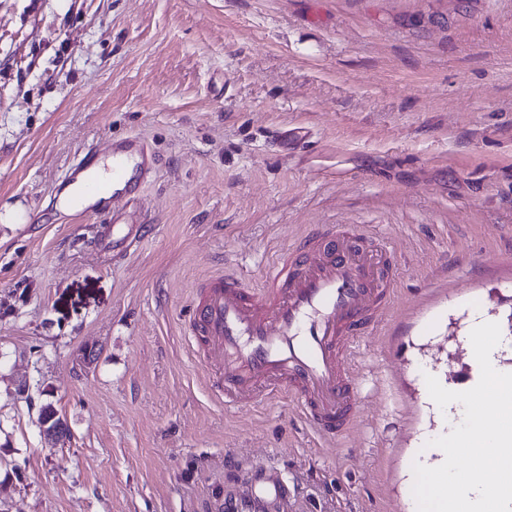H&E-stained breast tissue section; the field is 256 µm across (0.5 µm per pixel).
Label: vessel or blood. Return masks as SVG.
Segmentation results:
<instances>
[{
    "label": "vessel or blood",
    "instance_id": "b4317fda",
    "mask_svg": "<svg viewBox=\"0 0 512 512\" xmlns=\"http://www.w3.org/2000/svg\"><path fill=\"white\" fill-rule=\"evenodd\" d=\"M154 164L149 142L129 136L112 147L109 178L84 172L78 162L71 170L81 178V200L109 195L133 201L152 179ZM396 292L389 249L355 225H320L265 268L259 283L232 274L200 283L190 333L225 403L288 395L307 425L332 439L349 430L359 406L351 347L377 328ZM492 453L477 432L472 445L452 453L450 461L456 466ZM241 482L260 488V495L251 500L216 496L214 512H263L288 495L261 466Z\"/></svg>",
    "mask_w": 512,
    "mask_h": 512
}]
</instances>
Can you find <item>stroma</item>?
I'll return each instance as SVG.
<instances>
[{"label": "stroma", "instance_id": "35a3bbf8", "mask_svg": "<svg viewBox=\"0 0 512 512\" xmlns=\"http://www.w3.org/2000/svg\"><path fill=\"white\" fill-rule=\"evenodd\" d=\"M130 134L158 159L138 200L61 210ZM116 210L151 224L124 255ZM321 224L398 282L333 441L286 400L224 405L188 344L198 282ZM478 315L512 337V0H0V512H212L257 465L286 512H421L427 378L470 383Z\"/></svg>", "mask_w": 512, "mask_h": 512}]
</instances>
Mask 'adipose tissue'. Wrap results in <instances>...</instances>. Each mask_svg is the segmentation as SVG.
Returning a JSON list of instances; mask_svg holds the SVG:
<instances>
[{
	"instance_id": "obj_1",
	"label": "adipose tissue",
	"mask_w": 512,
	"mask_h": 512,
	"mask_svg": "<svg viewBox=\"0 0 512 512\" xmlns=\"http://www.w3.org/2000/svg\"><path fill=\"white\" fill-rule=\"evenodd\" d=\"M484 344L478 348L480 369L472 381L477 395L491 397L495 409L488 416L484 440L494 455L477 463L465 479H458L448 459L449 449L465 446L467 435L460 423L467 419L471 397L449 390L433 394L432 399L446 413L442 430L428 439L432 468L447 478L441 491L427 500V512H512V478L500 474L503 465L512 467V369L499 365L498 353L507 347V338L492 334L490 328L476 330Z\"/></svg>"
}]
</instances>
